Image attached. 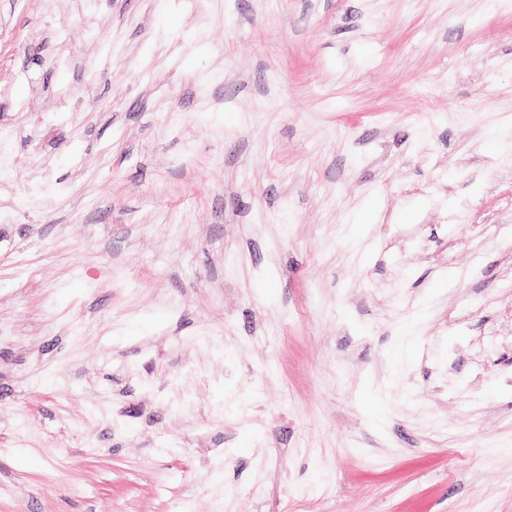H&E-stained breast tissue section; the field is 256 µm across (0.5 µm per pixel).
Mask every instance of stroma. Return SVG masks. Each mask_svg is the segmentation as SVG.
<instances>
[{"label": "stroma", "instance_id": "obj_1", "mask_svg": "<svg viewBox=\"0 0 512 512\" xmlns=\"http://www.w3.org/2000/svg\"><path fill=\"white\" fill-rule=\"evenodd\" d=\"M0 512H512V5L0 0Z\"/></svg>", "mask_w": 512, "mask_h": 512}]
</instances>
